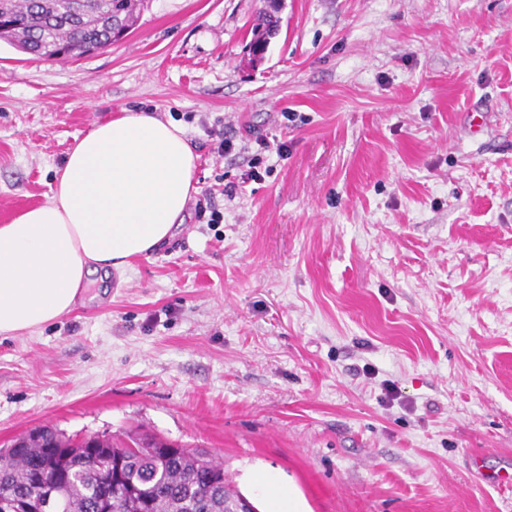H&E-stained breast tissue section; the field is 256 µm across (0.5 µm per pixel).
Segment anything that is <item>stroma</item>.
<instances>
[{
  "instance_id": "obj_1",
  "label": "stroma",
  "mask_w": 512,
  "mask_h": 512,
  "mask_svg": "<svg viewBox=\"0 0 512 512\" xmlns=\"http://www.w3.org/2000/svg\"><path fill=\"white\" fill-rule=\"evenodd\" d=\"M281 3L257 62L263 0H151L64 62L0 42V224L123 111L196 155L169 239L0 335V447L147 432L259 512L261 472L308 512H512L471 468L512 467V0ZM276 2L275 0L269 1L268 8L260 10L255 19V24L252 27L253 39L250 42V52L253 57H256L257 50H260L262 53L260 57H262L268 50L271 33L279 31L280 17Z\"/></svg>"
}]
</instances>
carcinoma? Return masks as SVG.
<instances>
[{
    "mask_svg": "<svg viewBox=\"0 0 512 512\" xmlns=\"http://www.w3.org/2000/svg\"><path fill=\"white\" fill-rule=\"evenodd\" d=\"M149 0H90L78 22L69 21L70 0H0V40L30 55L52 60L61 50L70 58L87 49H105L112 19L134 28ZM279 8L269 0L252 27L250 52L266 53L279 31ZM109 454L112 512H235L243 494L208 451L183 448L156 437L128 434L68 436L40 426L0 448V512H103V477L94 463ZM53 491L45 499L38 490Z\"/></svg>",
    "mask_w": 512,
    "mask_h": 512,
    "instance_id": "carcinoma-1",
    "label": "carcinoma"
}]
</instances>
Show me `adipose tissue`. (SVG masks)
I'll return each mask as SVG.
<instances>
[{"instance_id": "obj_1", "label": "adipose tissue", "mask_w": 512, "mask_h": 512, "mask_svg": "<svg viewBox=\"0 0 512 512\" xmlns=\"http://www.w3.org/2000/svg\"><path fill=\"white\" fill-rule=\"evenodd\" d=\"M194 161L183 129L150 113L96 124L68 153L48 200L0 224V334L68 313L96 274L166 240L183 218Z\"/></svg>"}]
</instances>
